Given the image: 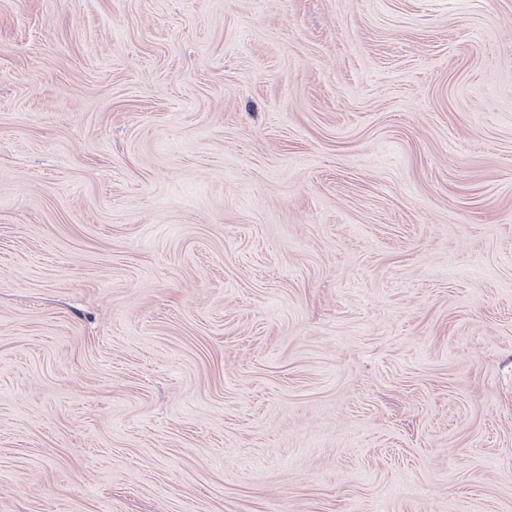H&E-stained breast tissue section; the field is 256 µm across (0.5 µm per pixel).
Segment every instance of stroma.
I'll use <instances>...</instances> for the list:
<instances>
[{"instance_id":"1","label":"stroma","mask_w":512,"mask_h":512,"mask_svg":"<svg viewBox=\"0 0 512 512\" xmlns=\"http://www.w3.org/2000/svg\"><path fill=\"white\" fill-rule=\"evenodd\" d=\"M0 512H512V0H0Z\"/></svg>"}]
</instances>
